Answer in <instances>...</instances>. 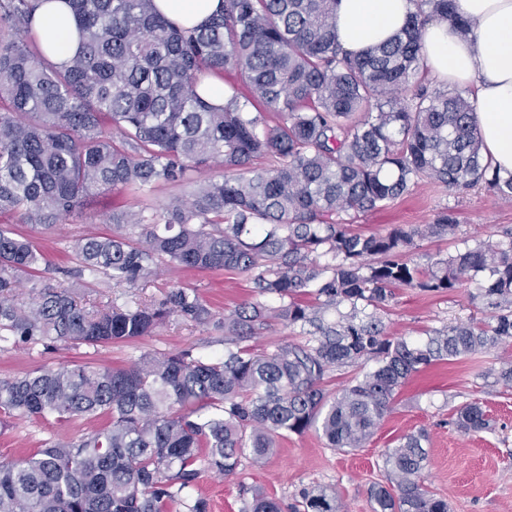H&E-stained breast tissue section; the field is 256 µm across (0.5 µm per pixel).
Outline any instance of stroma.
<instances>
[{"mask_svg": "<svg viewBox=\"0 0 512 512\" xmlns=\"http://www.w3.org/2000/svg\"><path fill=\"white\" fill-rule=\"evenodd\" d=\"M189 191L185 184H161L138 195L118 188L98 194L83 209L63 218L48 233L31 234L26 225L18 234L32 236L43 252L44 265L23 276L17 290L27 300L32 288L76 287L84 302L101 307H133L160 301L173 288H194L217 315L250 301L247 275L233 271H198L161 265L157 276L136 288L113 286L103 275L82 272L73 252L75 241L88 234L106 235L112 212L142 210L161 213L174 198ZM453 209L459 220L458 238L499 239L512 229V201L495 197L479 187L458 194L423 179L408 194L354 219L352 228L362 234L385 233L401 224L432 223L443 208ZM474 282H464L452 294L400 288L384 322L393 336L421 338L425 330L481 316V300ZM194 349L210 358L224 355V333L172 315L151 335L107 345L51 346L0 345V377L44 366L85 365L94 368L127 366L141 356H164ZM512 362V343L487 354L458 361H441L411 376L402 387L394 408L364 448L342 453L327 448L315 433L278 440L274 453L259 467L237 474H205L198 488L208 499L210 512H240L241 501L253 487L286 503L299 491L320 485L335 489L343 512H371L370 486L382 478V455L402 437L420 431L428 435V483L448 502L449 512H512V388L497 380L503 362ZM476 401L492 420L490 429L464 434L450 420L456 407ZM92 420L77 417L58 424L17 418L0 426V458H19L41 447L48 438L72 435L91 428Z\"/></svg>", "mask_w": 512, "mask_h": 512, "instance_id": "obj_1", "label": "stroma"}]
</instances>
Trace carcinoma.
I'll return each instance as SVG.
<instances>
[{
	"instance_id": "carcinoma-1",
	"label": "carcinoma",
	"mask_w": 512,
	"mask_h": 512,
	"mask_svg": "<svg viewBox=\"0 0 512 512\" xmlns=\"http://www.w3.org/2000/svg\"><path fill=\"white\" fill-rule=\"evenodd\" d=\"M39 0H0V214L43 232L116 187L134 193L187 183L162 213H112V234L78 239L82 270L136 288L168 260L183 268L244 273L252 300L224 318L199 293L89 309L70 287L14 288L43 254L0 225V342L88 345L149 335L178 313L224 328V357L190 349L144 356L125 368L43 367L0 378V423L28 417L97 420L17 459L0 460V512H209L202 473L231 475L266 462L279 438L313 429L327 447L362 448L414 373L512 342V232L475 239L422 267L405 260L417 240L456 234L446 208L433 223L361 234L338 218L403 196L421 179L512 198L482 154L474 104L414 82L424 18L467 32L454 0H413L395 38L362 54L336 41V0H224L208 24L181 28L154 0H65L79 47L58 66L30 47ZM233 74L224 105L197 88ZM274 113L271 124L266 114ZM119 132L114 140L107 126ZM273 156L277 165L256 168ZM212 163L219 179L191 180ZM129 227L139 229L134 241ZM489 320L455 322L411 340L385 331L399 287L451 292L481 273ZM333 310L336 319L325 313ZM275 321L305 340L257 353L242 342ZM375 366L332 394L330 372ZM465 434L491 427L477 402L452 418ZM427 433L384 453L386 484L373 512H448L427 484ZM290 512H341L330 487L303 488ZM241 512H282L255 488Z\"/></svg>"
}]
</instances>
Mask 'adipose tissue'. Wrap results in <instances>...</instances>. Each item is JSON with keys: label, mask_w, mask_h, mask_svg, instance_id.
Listing matches in <instances>:
<instances>
[{"label": "adipose tissue", "mask_w": 512, "mask_h": 512, "mask_svg": "<svg viewBox=\"0 0 512 512\" xmlns=\"http://www.w3.org/2000/svg\"><path fill=\"white\" fill-rule=\"evenodd\" d=\"M180 26L205 24L222 0H155ZM458 15L472 20L469 33L452 21L421 28L420 54L440 81L475 88V120L484 155L501 173H512V0H455ZM414 10L412 0H337L336 40L360 54L400 33ZM31 36L53 62L77 50L75 21L63 0H42Z\"/></svg>", "instance_id": "adipose-tissue-1"}]
</instances>
